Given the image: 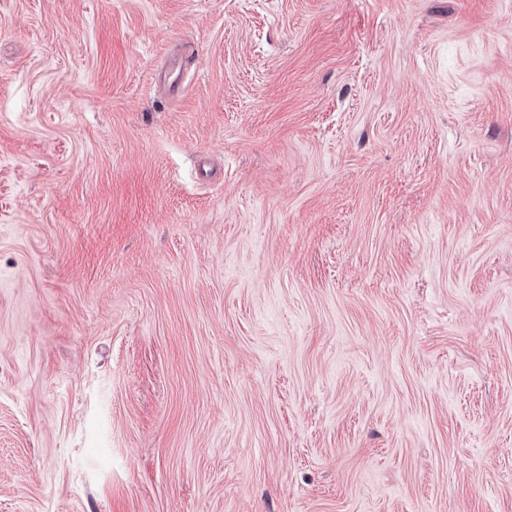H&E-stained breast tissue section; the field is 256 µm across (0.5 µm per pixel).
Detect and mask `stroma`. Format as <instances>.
Instances as JSON below:
<instances>
[{"instance_id":"1","label":"stroma","mask_w":512,"mask_h":512,"mask_svg":"<svg viewBox=\"0 0 512 512\" xmlns=\"http://www.w3.org/2000/svg\"><path fill=\"white\" fill-rule=\"evenodd\" d=\"M0 512H512V0H0Z\"/></svg>"}]
</instances>
